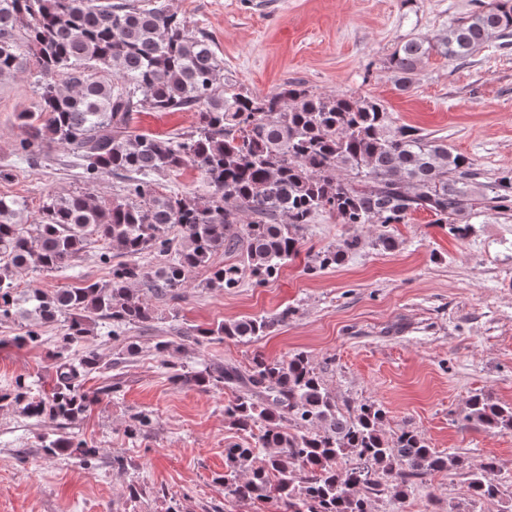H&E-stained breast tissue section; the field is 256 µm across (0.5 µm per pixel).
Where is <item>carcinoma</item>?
<instances>
[{
    "instance_id": "carcinoma-1",
    "label": "carcinoma",
    "mask_w": 512,
    "mask_h": 512,
    "mask_svg": "<svg viewBox=\"0 0 512 512\" xmlns=\"http://www.w3.org/2000/svg\"><path fill=\"white\" fill-rule=\"evenodd\" d=\"M512 38V0H482L457 19L447 35L431 42L413 37L396 47L389 69L408 88L431 51L466 62L491 39ZM38 77L34 111L19 115L24 137L19 151L30 159L49 144L70 148L85 178L126 177V195L98 201L85 195L51 193L39 214L24 202L0 196V322L21 320L18 345L41 340L39 328L67 322L53 354L48 392L37 393L23 377L0 391V403L29 418L61 426L78 420L95 397L79 378L99 369L102 357L87 347L77 358L69 347L92 334L98 319L120 328L146 325L154 310L135 291L147 277L134 257L158 260L156 293L172 299L200 268L206 286L239 287L241 268L215 265L219 253L238 252L258 283L276 276L302 248L298 230L320 213L353 228L379 224L375 245L392 252L389 231L425 211L433 223L459 238L471 216L512 211V168L484 183L469 157L419 129L397 124L379 101L344 94H316L288 83L270 94L244 91L224 80V59L212 38L191 30L177 13L146 0H0V81L29 68ZM192 109L196 126L186 137L139 133L133 116L144 110ZM195 167L209 196L163 195L158 178ZM177 236H169V229ZM127 257L112 266L105 284L47 291L17 290L16 273L74 266L92 236ZM352 232L340 246L312 256L307 269L335 268L359 250ZM289 311L198 328L187 339H259L286 322ZM174 385L228 387L233 399L224 417L234 428L263 430L254 443L224 449V495L263 501L274 512H372L373 498L405 502L418 479L459 467V457L438 452L413 431L393 441L382 434L385 407L375 401L339 407L308 355L286 361L255 355L248 368L209 364L194 372L170 365ZM459 422L489 433L512 430V406L477 393ZM50 453L93 459L99 449L58 434L45 437ZM494 457L470 472L467 497L449 512H474L475 504L512 492L497 475Z\"/></svg>"
}]
</instances>
